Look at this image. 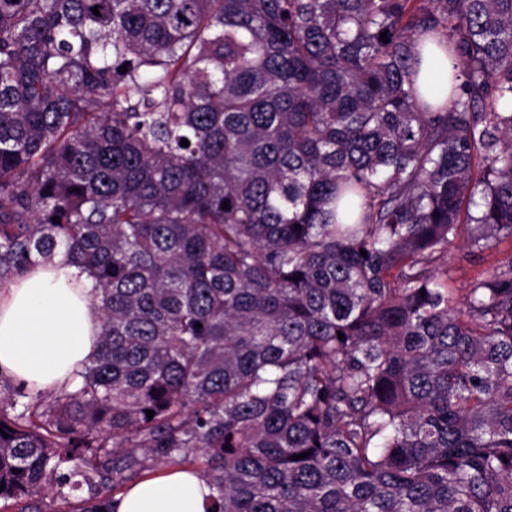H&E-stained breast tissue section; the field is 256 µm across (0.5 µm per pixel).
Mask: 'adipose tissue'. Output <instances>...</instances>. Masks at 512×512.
<instances>
[{
  "label": "adipose tissue",
  "mask_w": 512,
  "mask_h": 512,
  "mask_svg": "<svg viewBox=\"0 0 512 512\" xmlns=\"http://www.w3.org/2000/svg\"><path fill=\"white\" fill-rule=\"evenodd\" d=\"M92 280L53 261L0 289V369L32 390L71 385L73 370L96 350L99 313ZM210 489L196 474L171 469L116 496L115 512H203Z\"/></svg>",
  "instance_id": "obj_1"
}]
</instances>
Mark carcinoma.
<instances>
[{
	"instance_id": "cac0c4a2",
	"label": "carcinoma",
	"mask_w": 512,
	"mask_h": 512,
	"mask_svg": "<svg viewBox=\"0 0 512 512\" xmlns=\"http://www.w3.org/2000/svg\"><path fill=\"white\" fill-rule=\"evenodd\" d=\"M465 233L512 237V0H0V286L60 255L100 314L72 388L0 373V512L174 468L512 512V259L456 303Z\"/></svg>"
}]
</instances>
